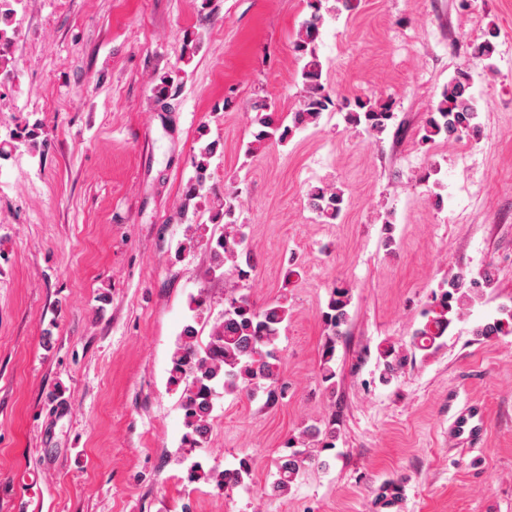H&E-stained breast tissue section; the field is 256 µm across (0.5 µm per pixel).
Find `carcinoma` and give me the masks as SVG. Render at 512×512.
<instances>
[{
  "instance_id": "obj_1",
  "label": "carcinoma",
  "mask_w": 512,
  "mask_h": 512,
  "mask_svg": "<svg viewBox=\"0 0 512 512\" xmlns=\"http://www.w3.org/2000/svg\"><path fill=\"white\" fill-rule=\"evenodd\" d=\"M19 2L21 0H0L1 66L7 62L14 35L15 5ZM309 7L310 16L301 24L294 42V51L303 65L299 72L300 96L291 122L284 123L267 100L254 102L256 115L253 123L257 125V131L252 133L253 140L246 145L247 157H253L259 150L273 144H286L295 132L317 125L322 114L334 105L324 85L322 63L315 50L323 23L322 0H309ZM497 37V29H488L484 40L473 44L474 57L482 62L491 60L496 52ZM471 88V76L467 72H460L448 81L422 128V142L434 143L438 139L459 141L478 135L479 109ZM342 109L346 110L349 122L364 125L372 136L383 134L394 118L390 102L382 98L346 99ZM207 135L206 130L200 134L199 146L193 156L194 175L183 192L181 209L184 214L192 201L205 199L211 193L208 185L211 161L222 149V144L218 139L207 138ZM20 138L29 148L40 152L45 150L46 140L39 139L36 126L22 131ZM306 204L317 218L331 223L344 209V192L329 185L312 187L306 193ZM240 206V194L236 191H226L224 196L214 197L211 221L224 225V232L217 237L206 238L200 225L189 224L184 240L178 246L179 252H190L203 241L208 256V274H222L224 268L229 266L239 276H249L250 271L254 270L253 258L245 247L246 234L235 218ZM494 280L495 271L490 266L472 275L464 272L448 275L438 291L432 294L431 302L423 312L425 322L413 333V350L439 348L450 326L467 316L472 305L485 295ZM350 305L351 289L336 286L331 289L326 311L323 312L329 333L321 353V380L332 389L336 386V371L332 366L336 342L342 335V327L350 320ZM288 313L285 302L276 301L258 308L247 296L234 295L224 307L222 317L211 327L206 343L198 339L197 321L183 326L171 354L169 384L182 388L180 403L184 411L186 432L183 444L186 447L202 448L209 443L214 399L218 396V390L248 397L262 390L269 402L282 392V362L276 340L288 319ZM473 335L486 339L512 335V316L501 313L488 318L473 328ZM408 359V353L393 344L380 346V381L389 383ZM335 442L336 423L331 420L307 426L299 436L289 438V452L280 457L276 464L277 477L270 485L271 494L282 496L288 493L301 470L307 466L329 467L322 454L335 448ZM250 474V462L242 459L235 469L205 471L197 466L191 470L189 479L193 482L202 479L224 492L242 485Z\"/></svg>"
}]
</instances>
